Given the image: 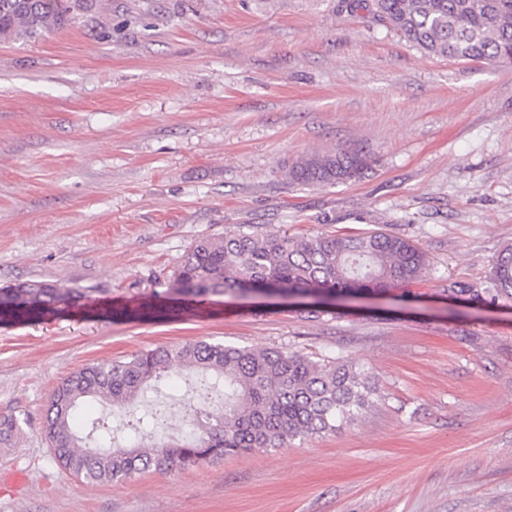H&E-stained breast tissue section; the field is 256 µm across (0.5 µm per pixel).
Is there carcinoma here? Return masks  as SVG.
<instances>
[{"label": "carcinoma", "mask_w": 512, "mask_h": 512, "mask_svg": "<svg viewBox=\"0 0 512 512\" xmlns=\"http://www.w3.org/2000/svg\"><path fill=\"white\" fill-rule=\"evenodd\" d=\"M88 0H0V42L58 30L87 8ZM384 27L426 52L461 61L512 63V0H351ZM360 150H337L292 164L288 180L302 186L347 183L370 167ZM426 253L410 240L381 231L356 235L286 229L202 238L167 281L166 292L200 302L209 296L246 297L266 291L283 299H331L385 293L420 280ZM461 301L478 295L462 281L443 289ZM485 299H512V248L493 261ZM77 288L25 282L0 288V315L32 318L80 296ZM197 372L201 396L211 377L224 381L219 413L195 416L194 438L155 440L153 413L137 418L140 441L89 447L81 436L82 405H135L153 382L174 368ZM368 373L347 358L310 356L277 347L255 351L205 341L136 352L93 362L70 373L53 390L44 420L56 461L89 483L118 482L133 473L213 462L256 449L280 448L297 438L336 431L358 421L370 405Z\"/></svg>", "instance_id": "cac0c4a2"}]
</instances>
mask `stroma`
Returning a JSON list of instances; mask_svg holds the SVG:
<instances>
[{
  "instance_id": "stroma-1",
  "label": "stroma",
  "mask_w": 512,
  "mask_h": 512,
  "mask_svg": "<svg viewBox=\"0 0 512 512\" xmlns=\"http://www.w3.org/2000/svg\"><path fill=\"white\" fill-rule=\"evenodd\" d=\"M338 148L377 162L296 186ZM415 241L430 267L311 319L167 295L191 245L242 226ZM512 247V63L429 55L343 0H90L67 27L0 42V288L81 298L0 318V512H512V302H457ZM221 342L341 354L378 400L332 434L93 484L43 432L86 364ZM194 382L148 394L187 434ZM372 162V157L360 150L330 151L292 164L286 175L297 185L334 186L356 180Z\"/></svg>"
}]
</instances>
